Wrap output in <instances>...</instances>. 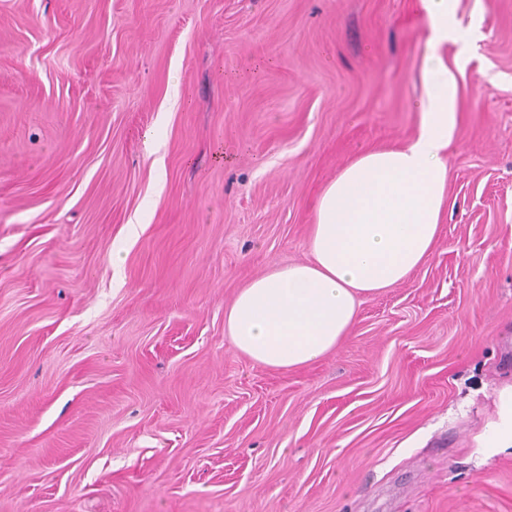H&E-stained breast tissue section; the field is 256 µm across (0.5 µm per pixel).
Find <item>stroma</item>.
<instances>
[{
  "label": "stroma",
  "instance_id": "obj_1",
  "mask_svg": "<svg viewBox=\"0 0 512 512\" xmlns=\"http://www.w3.org/2000/svg\"><path fill=\"white\" fill-rule=\"evenodd\" d=\"M456 12L438 246L277 371L224 312L417 135L419 0H0V512H512V0ZM484 447L495 450L512 448V385L499 392L498 420L488 431Z\"/></svg>",
  "mask_w": 512,
  "mask_h": 512
}]
</instances>
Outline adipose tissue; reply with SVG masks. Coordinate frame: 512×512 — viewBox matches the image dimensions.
I'll use <instances>...</instances> for the list:
<instances>
[{
    "label": "adipose tissue",
    "mask_w": 512,
    "mask_h": 512,
    "mask_svg": "<svg viewBox=\"0 0 512 512\" xmlns=\"http://www.w3.org/2000/svg\"><path fill=\"white\" fill-rule=\"evenodd\" d=\"M420 2L430 36L419 132L404 146L361 154L324 188L310 260L275 267L239 290L225 329L257 364L286 371L316 362L351 331L363 297L404 282L438 245L455 85L435 50L462 30L453 0Z\"/></svg>",
    "instance_id": "ef3b65f1"
}]
</instances>
